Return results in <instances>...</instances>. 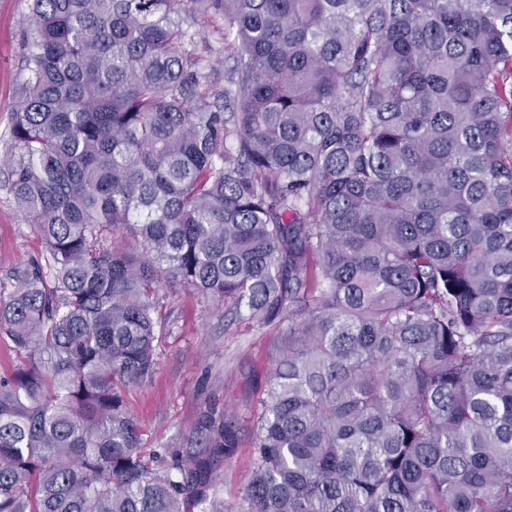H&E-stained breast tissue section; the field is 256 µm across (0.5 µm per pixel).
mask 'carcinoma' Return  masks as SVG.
Wrapping results in <instances>:
<instances>
[{"mask_svg": "<svg viewBox=\"0 0 512 512\" xmlns=\"http://www.w3.org/2000/svg\"><path fill=\"white\" fill-rule=\"evenodd\" d=\"M29 9L0 164L44 250L0 299V512H225L238 415L174 477L127 407L163 286L286 323L236 512H512V0ZM184 27L196 32L192 44L186 46L192 58L196 59L200 68L209 70L214 64L217 71L216 81L224 84V19L220 16H201L193 13H183Z\"/></svg>", "mask_w": 512, "mask_h": 512, "instance_id": "obj_1", "label": "carcinoma"}]
</instances>
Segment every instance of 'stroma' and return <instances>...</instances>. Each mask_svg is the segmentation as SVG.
Returning a JSON list of instances; mask_svg holds the SVG:
<instances>
[{
	"mask_svg": "<svg viewBox=\"0 0 512 512\" xmlns=\"http://www.w3.org/2000/svg\"><path fill=\"white\" fill-rule=\"evenodd\" d=\"M28 13L29 0H0V155L8 149L4 133L19 104L24 56L35 38ZM182 19L196 34L187 47L192 58L200 68L216 67V80H223V18L186 12ZM40 253L33 226L0 189V292L11 290L19 262ZM159 295L164 331L156 372L152 381L131 389L128 407L144 425L146 450L161 452L158 466L170 471L172 450L196 451L195 424L206 406L242 414L258 408L282 328L249 326L229 307H215L190 288H164ZM253 462V430L245 420L236 453L215 473L216 494L225 506L242 503Z\"/></svg>",
	"mask_w": 512,
	"mask_h": 512,
	"instance_id": "obj_1",
	"label": "stroma"
}]
</instances>
